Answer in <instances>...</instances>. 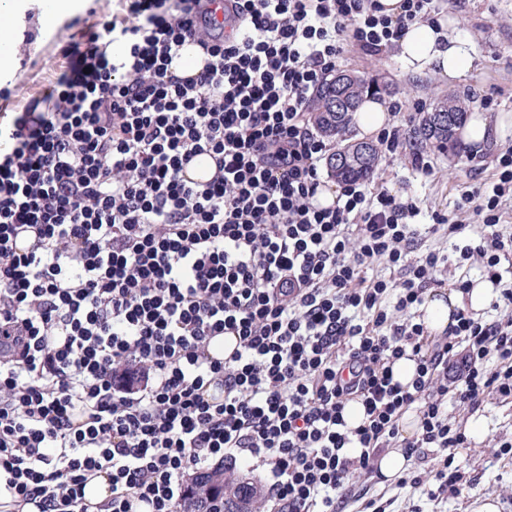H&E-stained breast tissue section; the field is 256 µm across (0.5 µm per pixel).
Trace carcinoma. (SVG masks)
Returning <instances> with one entry per match:
<instances>
[{
    "label": "carcinoma",
    "mask_w": 512,
    "mask_h": 512,
    "mask_svg": "<svg viewBox=\"0 0 512 512\" xmlns=\"http://www.w3.org/2000/svg\"><path fill=\"white\" fill-rule=\"evenodd\" d=\"M375 88L364 79H354L345 86L342 95L347 108H337L333 84L326 81L315 92L311 119L322 132L333 137L342 135L350 125V114L360 105L361 97ZM469 104L456 96L439 99L431 104L413 128L414 139L421 147L437 152L458 154L463 147L457 130L464 123ZM379 163L377 147L366 141L349 143L339 147L328 160L331 175L337 180H365L370 178ZM242 490L241 480L224 477V470L216 469L207 474L206 480L195 487L196 496H217L222 503L221 512L236 507Z\"/></svg>",
    "instance_id": "carcinoma-1"
}]
</instances>
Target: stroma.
Segmentation results:
<instances>
[{
    "label": "stroma",
    "mask_w": 512,
    "mask_h": 512,
    "mask_svg": "<svg viewBox=\"0 0 512 512\" xmlns=\"http://www.w3.org/2000/svg\"><path fill=\"white\" fill-rule=\"evenodd\" d=\"M438 16L458 19V35L465 39L474 58L471 75L463 82L451 83L435 71L421 75L406 70L398 47L392 46L376 56L352 50L343 54L338 68L364 78L388 84L386 102H399L405 130H412L420 112L434 100L451 95H471L475 112L494 118L512 113V0H439ZM120 0H72L69 12L51 27H44L37 4H29L20 17L17 38L19 54L12 64L0 70V87L9 91L0 99L1 112H18L42 94L55 74L66 64L64 51L81 40L86 24L114 17L124 18ZM417 147L406 139L401 151L382 152L381 162L370 177L371 186L388 188L395 194L412 192L423 202L417 224L428 226L434 214L465 224L476 223L473 204L465 197L474 188L489 182L491 172L485 162L471 154L450 155L428 152L432 175L425 176L412 167ZM451 419L463 425L483 420L486 432L470 436L469 447L459 449L454 464L469 485L461 493H445L430 498L392 479L354 477L355 496L344 512H359L361 495L391 501L395 512H471L475 500L491 498L498 512H512V452L504 453L502 443H512V402L488 401L484 408H449Z\"/></svg>",
    "instance_id": "stroma-1"
}]
</instances>
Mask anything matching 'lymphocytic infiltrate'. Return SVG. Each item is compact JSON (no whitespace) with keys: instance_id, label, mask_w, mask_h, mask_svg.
I'll return each mask as SVG.
<instances>
[{"instance_id":"1","label":"lymphocytic infiltrate","mask_w":512,"mask_h":512,"mask_svg":"<svg viewBox=\"0 0 512 512\" xmlns=\"http://www.w3.org/2000/svg\"><path fill=\"white\" fill-rule=\"evenodd\" d=\"M123 2L136 25L100 23L35 102L0 113V487L85 512L104 472L105 512H194L187 470L224 457L266 468L270 512H337L410 408L406 454L468 447L448 405L512 399V316L460 309L428 339L419 308L448 255L417 248L413 198L342 181L318 205L333 142L308 119L346 47L379 55L437 0L394 18L378 0H226L220 20L214 0ZM196 37L210 61L185 79L171 63ZM195 151L222 158V181L184 178ZM491 166L459 259L508 310L512 149ZM377 262L406 275L371 277ZM228 328L236 356L210 359ZM406 355L408 388L392 376ZM354 397L367 419L347 431ZM86 499L91 503L92 512H97L95 506H101L112 497L111 479L106 473H98L85 487Z\"/></svg>"}]
</instances>
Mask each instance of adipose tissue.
I'll list each match as a JSON object with an SVG mask.
<instances>
[{
    "instance_id": "1",
    "label": "adipose tissue",
    "mask_w": 512,
    "mask_h": 512,
    "mask_svg": "<svg viewBox=\"0 0 512 512\" xmlns=\"http://www.w3.org/2000/svg\"><path fill=\"white\" fill-rule=\"evenodd\" d=\"M455 20L441 19L431 24H413L403 33L400 57L407 67L416 72L433 69L451 80L465 77L472 69L473 58L463 41L451 30ZM512 120L500 116L489 119L481 114L470 116L461 130L465 145L473 153H482L489 143L505 136ZM493 292L489 285L478 282L468 291L430 292L421 306L423 321L433 332H443L452 322V315L460 308L479 312L491 302Z\"/></svg>"
}]
</instances>
